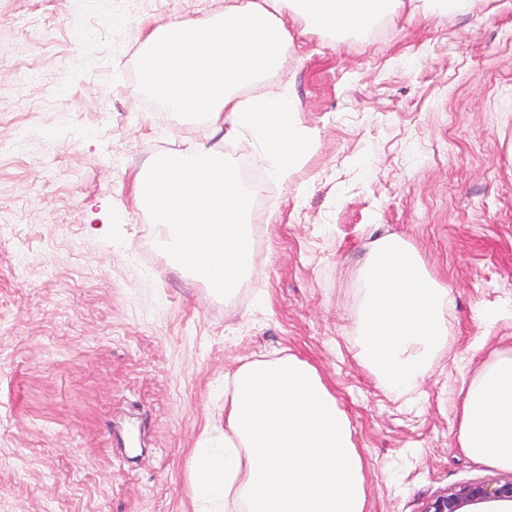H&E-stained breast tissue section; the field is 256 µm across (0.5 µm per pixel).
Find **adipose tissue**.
Listing matches in <instances>:
<instances>
[{"label":"adipose tissue","mask_w":512,"mask_h":512,"mask_svg":"<svg viewBox=\"0 0 512 512\" xmlns=\"http://www.w3.org/2000/svg\"><path fill=\"white\" fill-rule=\"evenodd\" d=\"M281 0H250L219 19L155 27L143 45L144 84L167 112L249 129L261 161L287 181L311 140L286 101L255 91L280 62L288 32ZM295 15L340 34L394 14L401 0H288ZM223 447L195 449L199 512H364L352 430L307 363L288 357L249 363L234 375ZM462 447L512 469V351L484 363L464 391Z\"/></svg>","instance_id":"obj_1"}]
</instances>
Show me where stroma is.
Listing matches in <instances>:
<instances>
[{
    "label": "stroma",
    "instance_id": "1",
    "mask_svg": "<svg viewBox=\"0 0 512 512\" xmlns=\"http://www.w3.org/2000/svg\"><path fill=\"white\" fill-rule=\"evenodd\" d=\"M249 0H0V512H195L193 451L223 441L244 364L294 357L349 418L365 512H421L507 476L460 442L461 390L512 349V0L397 13L360 35L282 9L259 88L313 143L288 182L247 131L160 111L148 28ZM205 142L265 190L249 290L160 249L132 186ZM393 237L449 302L448 343L394 391L356 358L361 269Z\"/></svg>",
    "mask_w": 512,
    "mask_h": 512
}]
</instances>
